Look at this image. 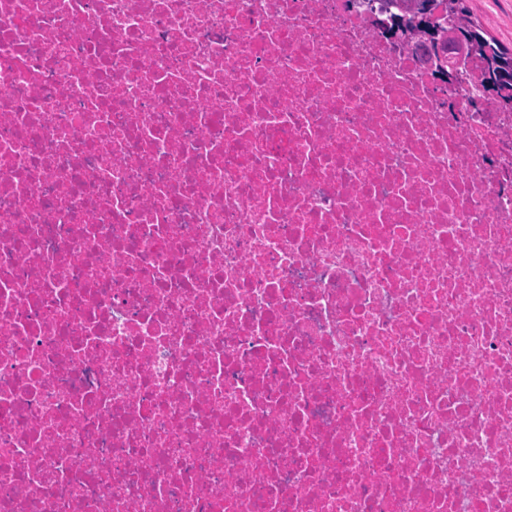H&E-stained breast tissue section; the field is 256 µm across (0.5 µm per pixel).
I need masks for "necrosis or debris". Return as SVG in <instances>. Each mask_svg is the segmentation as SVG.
I'll return each instance as SVG.
<instances>
[{
	"label": "necrosis or debris",
	"instance_id": "necrosis-or-debris-1",
	"mask_svg": "<svg viewBox=\"0 0 512 512\" xmlns=\"http://www.w3.org/2000/svg\"><path fill=\"white\" fill-rule=\"evenodd\" d=\"M395 0H0V512H512V100Z\"/></svg>",
	"mask_w": 512,
	"mask_h": 512
}]
</instances>
